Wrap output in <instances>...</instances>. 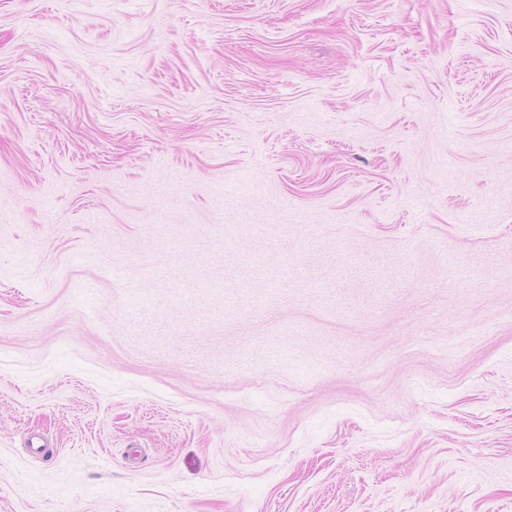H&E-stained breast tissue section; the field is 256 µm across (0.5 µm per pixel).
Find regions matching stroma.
Listing matches in <instances>:
<instances>
[{
	"label": "stroma",
	"mask_w": 512,
	"mask_h": 512,
	"mask_svg": "<svg viewBox=\"0 0 512 512\" xmlns=\"http://www.w3.org/2000/svg\"><path fill=\"white\" fill-rule=\"evenodd\" d=\"M0 512H512V0H0Z\"/></svg>",
	"instance_id": "35a3bbf8"
}]
</instances>
